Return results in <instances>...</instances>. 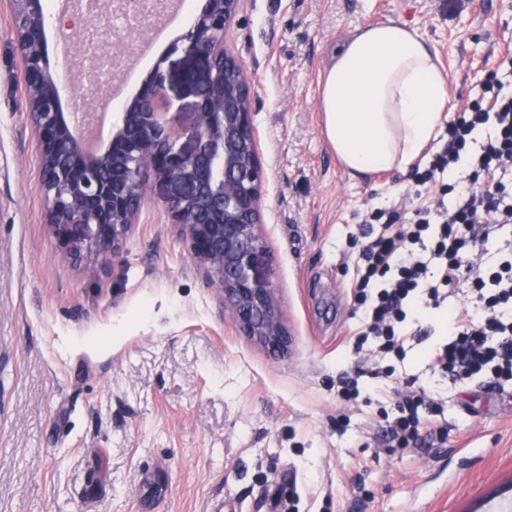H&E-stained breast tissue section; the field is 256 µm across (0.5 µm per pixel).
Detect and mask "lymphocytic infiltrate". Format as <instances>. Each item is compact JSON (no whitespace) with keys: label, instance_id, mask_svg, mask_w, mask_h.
<instances>
[{"label":"lymphocytic infiltrate","instance_id":"obj_1","mask_svg":"<svg viewBox=\"0 0 512 512\" xmlns=\"http://www.w3.org/2000/svg\"><path fill=\"white\" fill-rule=\"evenodd\" d=\"M489 127L494 138L479 143ZM446 134L443 148L428 162L427 177H451L464 163L480 187L456 192L439 222H431L424 203L414 223L400 224L390 216L365 232L352 288L366 307L356 344L368 346L369 355L343 377L345 399L359 396L361 378H380L377 357H405L410 325L430 312L444 315L443 341L423 354L430 369L462 386L477 380L497 391L512 384V253L483 274L468 261L497 227L512 223V182L504 171L512 160V91L496 90L488 105L463 111L448 121ZM466 273L474 277L470 303L447 308L449 293ZM400 383L409 392L386 425L387 441L406 448L421 444L423 433L444 432L443 406L434 392L412 377Z\"/></svg>","mask_w":512,"mask_h":512}]
</instances>
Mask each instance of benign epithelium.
Listing matches in <instances>:
<instances>
[{
  "label": "benign epithelium",
  "instance_id": "benign-epithelium-1",
  "mask_svg": "<svg viewBox=\"0 0 512 512\" xmlns=\"http://www.w3.org/2000/svg\"><path fill=\"white\" fill-rule=\"evenodd\" d=\"M244 2L204 0L173 46L206 60L193 126L179 131L180 110L157 68L95 151L86 148L79 113L63 111L61 79L45 52L44 0H12V8L19 78L39 145L45 227L62 258L93 253L109 263L137 223L150 183L168 187L161 207L222 300L225 318L240 335L283 352L289 333L266 231L254 73L227 46Z\"/></svg>",
  "mask_w": 512,
  "mask_h": 512
}]
</instances>
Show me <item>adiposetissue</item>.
Instances as JSON below:
<instances>
[{
    "label": "adipose tissue",
    "instance_id": "adipose-tissue-1",
    "mask_svg": "<svg viewBox=\"0 0 512 512\" xmlns=\"http://www.w3.org/2000/svg\"><path fill=\"white\" fill-rule=\"evenodd\" d=\"M449 75L417 29L356 28L320 82L323 135L351 178L403 170L442 119Z\"/></svg>",
    "mask_w": 512,
    "mask_h": 512
}]
</instances>
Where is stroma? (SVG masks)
<instances>
[{"label": "stroma", "mask_w": 512, "mask_h": 512, "mask_svg": "<svg viewBox=\"0 0 512 512\" xmlns=\"http://www.w3.org/2000/svg\"><path fill=\"white\" fill-rule=\"evenodd\" d=\"M245 0L231 45L255 73V122L270 182L267 219L290 330L287 353L240 336L160 204L149 202L109 264L61 261L47 234L39 151L10 0H0V512H512V386L498 394L386 365L443 398L445 437L389 451L380 429L398 388L337 395L357 356L350 288L369 207L417 204L413 169L350 179L321 133L318 83L360 26L400 20L437 52L449 100L473 102L512 55V0ZM186 17L151 21L169 40L126 41L132 100L155 64L193 122L203 58L170 52Z\"/></svg>", "instance_id": "1"}]
</instances>
